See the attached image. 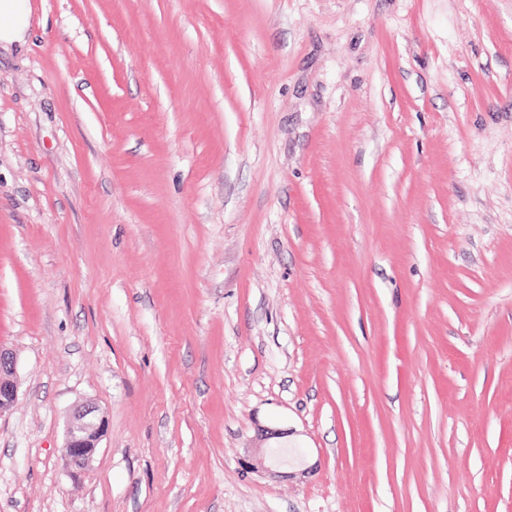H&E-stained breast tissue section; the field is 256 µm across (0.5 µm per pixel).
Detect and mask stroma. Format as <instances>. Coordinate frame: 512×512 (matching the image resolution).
<instances>
[{
    "instance_id": "35a3bbf8",
    "label": "stroma",
    "mask_w": 512,
    "mask_h": 512,
    "mask_svg": "<svg viewBox=\"0 0 512 512\" xmlns=\"http://www.w3.org/2000/svg\"><path fill=\"white\" fill-rule=\"evenodd\" d=\"M30 4L0 512H512V0ZM97 412L90 404L81 405L66 420L65 448L72 473L84 469L99 448L105 420Z\"/></svg>"
}]
</instances>
